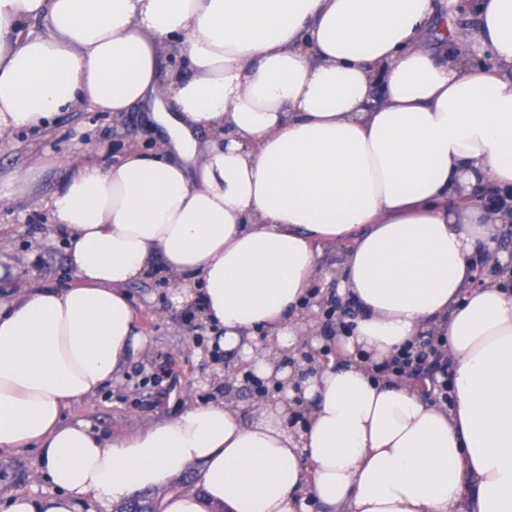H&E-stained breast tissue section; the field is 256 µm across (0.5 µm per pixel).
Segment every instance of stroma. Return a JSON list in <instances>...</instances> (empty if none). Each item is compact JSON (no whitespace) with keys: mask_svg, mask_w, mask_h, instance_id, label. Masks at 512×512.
Segmentation results:
<instances>
[{"mask_svg":"<svg viewBox=\"0 0 512 512\" xmlns=\"http://www.w3.org/2000/svg\"><path fill=\"white\" fill-rule=\"evenodd\" d=\"M148 107L139 106L122 118L83 107L62 112L45 129L0 133V180L33 170L32 182L0 202V285L15 291L32 285L64 287L74 280L66 265L62 240L51 234L41 206L68 173L63 164L82 138L118 155L129 144L158 150L164 136L147 120ZM350 241L318 246V267L312 293L299 311L309 326L335 327L329 310L336 301L339 275L348 260ZM171 283L163 271L150 273L127 289L138 326L148 337L145 354L132 361L121 381L68 410V417L91 422L104 433L125 436L162 417L172 418L198 401L224 398L250 418L259 395L246 380V365L227 355H213L200 315L193 308H174L168 298ZM162 376L161 386L145 391V380ZM34 451L0 454V512L8 496L25 491L51 494L53 486L37 470Z\"/></svg>","mask_w":512,"mask_h":512,"instance_id":"obj_1","label":"stroma"}]
</instances>
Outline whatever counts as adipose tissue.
<instances>
[{
    "instance_id": "ef3b65f1",
    "label": "adipose tissue",
    "mask_w": 512,
    "mask_h": 512,
    "mask_svg": "<svg viewBox=\"0 0 512 512\" xmlns=\"http://www.w3.org/2000/svg\"><path fill=\"white\" fill-rule=\"evenodd\" d=\"M437 11L0 0L1 132L150 100L167 135L106 164L68 157L45 208L75 281L0 296V452L34 449L56 488L14 493L6 512H108L191 466L198 492L161 512H512V289L469 285L497 234L469 194L512 190V0L431 41ZM37 19L45 32L28 30ZM167 42L190 73L165 82ZM356 229L342 292L359 313L335 360L283 365L320 344L293 316L317 243ZM158 259L171 304L198 307L279 389L250 422L220 400L126 437L65 420L144 350L126 288ZM429 336L447 343L448 404L375 370Z\"/></svg>"
}]
</instances>
